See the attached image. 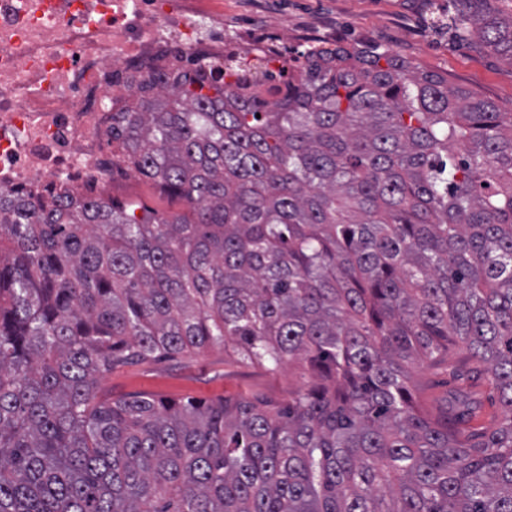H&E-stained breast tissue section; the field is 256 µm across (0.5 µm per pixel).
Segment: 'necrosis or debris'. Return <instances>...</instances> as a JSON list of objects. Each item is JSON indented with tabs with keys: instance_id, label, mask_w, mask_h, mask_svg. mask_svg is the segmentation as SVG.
Returning <instances> with one entry per match:
<instances>
[{
	"instance_id": "obj_1",
	"label": "necrosis or debris",
	"mask_w": 512,
	"mask_h": 512,
	"mask_svg": "<svg viewBox=\"0 0 512 512\" xmlns=\"http://www.w3.org/2000/svg\"><path fill=\"white\" fill-rule=\"evenodd\" d=\"M297 62L276 30L225 36L206 0H0V188L112 193V114L149 77L227 54Z\"/></svg>"
}]
</instances>
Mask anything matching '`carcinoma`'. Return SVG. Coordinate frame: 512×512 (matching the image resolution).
<instances>
[{
  "mask_svg": "<svg viewBox=\"0 0 512 512\" xmlns=\"http://www.w3.org/2000/svg\"><path fill=\"white\" fill-rule=\"evenodd\" d=\"M466 29L512 60V17ZM189 63L110 131L183 211L0 191V512H512V113L370 47L309 49L273 100ZM216 343L312 380L100 389ZM452 348L494 426L469 388L413 401ZM482 409L479 416V425H491L500 416L499 405L496 401V393L487 380H482L476 388ZM496 401V403H495Z\"/></svg>",
  "mask_w": 512,
  "mask_h": 512,
  "instance_id": "1",
  "label": "carcinoma"
}]
</instances>
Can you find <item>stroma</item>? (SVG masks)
Segmentation results:
<instances>
[{
    "mask_svg": "<svg viewBox=\"0 0 512 512\" xmlns=\"http://www.w3.org/2000/svg\"><path fill=\"white\" fill-rule=\"evenodd\" d=\"M224 32L278 25L290 39L317 34L328 47L358 43L389 50L422 69L447 77L450 85L512 112V61L478 40L460 41L435 28L436 14H512V0H223ZM463 356L452 350L438 367L412 372V394L419 406L446 408L451 390L463 386ZM301 383L297 366L270 373L210 346L198 355L118 367L101 381L119 396L149 392L175 398L262 396L287 402Z\"/></svg>",
    "mask_w": 512,
    "mask_h": 512,
    "instance_id": "obj_1",
    "label": "stroma"
}]
</instances>
